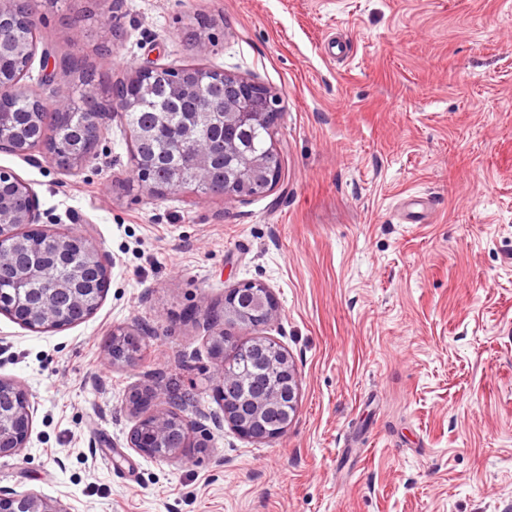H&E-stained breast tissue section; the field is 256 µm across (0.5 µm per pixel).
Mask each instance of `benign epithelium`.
<instances>
[{"mask_svg": "<svg viewBox=\"0 0 512 512\" xmlns=\"http://www.w3.org/2000/svg\"><path fill=\"white\" fill-rule=\"evenodd\" d=\"M208 24L199 22L193 32L192 44L201 53L210 50ZM8 46L17 55L32 58L28 43L15 35L12 29L0 24V45ZM212 72L195 68L189 76L169 75V69L157 65L141 66L133 71L128 83L140 87L141 93L151 91L154 83L167 85L170 95L178 99L192 95L207 97V86ZM24 74L0 68V96L24 93L38 101L34 114L37 125L46 117L72 111L71 93L60 88L51 106L43 103L40 95L23 84ZM279 96L271 89L247 78L224 74V109L220 112H193L181 128V142L191 144L187 162L195 169L201 181L208 183L206 195H220L226 199L255 196L270 191L282 177V165L273 164L268 153H248L242 146V133L255 126L273 127L279 110L272 102ZM140 104V98L113 97L112 105L93 102L85 106L83 143L79 150L66 159H60L44 150L45 157L57 167L74 171L81 162L85 148L95 144L102 128L115 113L127 116ZM224 125V180L208 181L217 146L204 134L213 125ZM134 177L152 196H164L181 191L185 186L171 178L156 186ZM40 212L33 191L10 171L0 170V278H7L21 266L25 275L19 277L9 295L0 303V314L33 330L64 328L89 318L109 288V269L100 250L86 235L68 230L49 233L37 227ZM61 258L72 251L82 260L69 267L67 273L47 282L41 288H29L27 283L37 279L35 266L28 262L35 250ZM279 307L272 291L263 284L248 283L231 288L224 296V308L216 319L225 325L248 327L259 318L265 324L275 321ZM226 332L219 330L210 341V352L215 360V392L221 402L224 421L250 441L271 442L282 437L298 411L299 381L297 368L288 352L269 339H255L240 345L251 356L254 369L251 387L244 389L242 374L229 367L224 357ZM141 348L136 332L117 327L107 346L112 365L131 362L140 353L123 355L125 343ZM130 402L136 424L130 432L128 445L138 454L151 458L174 459L192 447L194 424L183 412L188 407L180 393H168L159 384L134 391ZM32 423L31 402L28 393L16 382L0 377V457H11L26 446ZM0 512H62L35 494L0 492Z\"/></svg>", "mask_w": 512, "mask_h": 512, "instance_id": "7a95c632", "label": "benign epithelium"}]
</instances>
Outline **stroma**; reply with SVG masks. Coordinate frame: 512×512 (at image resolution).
Listing matches in <instances>:
<instances>
[{
    "label": "stroma",
    "mask_w": 512,
    "mask_h": 512,
    "mask_svg": "<svg viewBox=\"0 0 512 512\" xmlns=\"http://www.w3.org/2000/svg\"><path fill=\"white\" fill-rule=\"evenodd\" d=\"M33 2L24 82L44 101L77 80L66 55L108 86L145 64L246 77L280 96L283 177L235 200L149 197L119 115L73 172L0 151L43 229L86 228L110 271L76 325L0 314V377L32 403L0 490L61 512H512V0ZM201 17L204 54L185 38ZM247 283L280 315L234 340L274 339L299 374L297 415L266 443L212 392L207 312ZM144 325L141 360H104L114 327ZM155 384L193 390L204 451L129 448L130 394Z\"/></svg>",
    "instance_id": "1"
}]
</instances>
